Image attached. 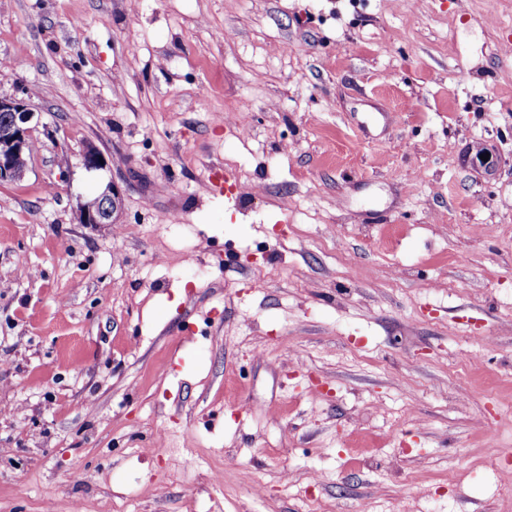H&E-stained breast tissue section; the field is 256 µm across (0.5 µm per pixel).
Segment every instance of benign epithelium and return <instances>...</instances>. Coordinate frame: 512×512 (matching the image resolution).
I'll use <instances>...</instances> for the list:
<instances>
[{
	"instance_id": "1",
	"label": "benign epithelium",
	"mask_w": 512,
	"mask_h": 512,
	"mask_svg": "<svg viewBox=\"0 0 512 512\" xmlns=\"http://www.w3.org/2000/svg\"><path fill=\"white\" fill-rule=\"evenodd\" d=\"M35 116L27 100L0 93V182L19 179L28 170L23 158L33 144ZM101 156L98 149L88 146L81 155V164L89 172L101 170L106 166ZM121 200L120 189L107 185L103 192L79 201L78 223L91 227L116 223Z\"/></svg>"
}]
</instances>
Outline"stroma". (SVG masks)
<instances>
[{
	"mask_svg": "<svg viewBox=\"0 0 512 512\" xmlns=\"http://www.w3.org/2000/svg\"><path fill=\"white\" fill-rule=\"evenodd\" d=\"M506 43L512 0H0V512H512ZM25 99L0 93V182L19 179L28 170V155L38 122ZM122 193L114 184H109L98 195L81 199L77 206L78 223L96 227L115 224L121 210Z\"/></svg>",
	"mask_w": 512,
	"mask_h": 512,
	"instance_id": "1",
	"label": "stroma"
}]
</instances>
